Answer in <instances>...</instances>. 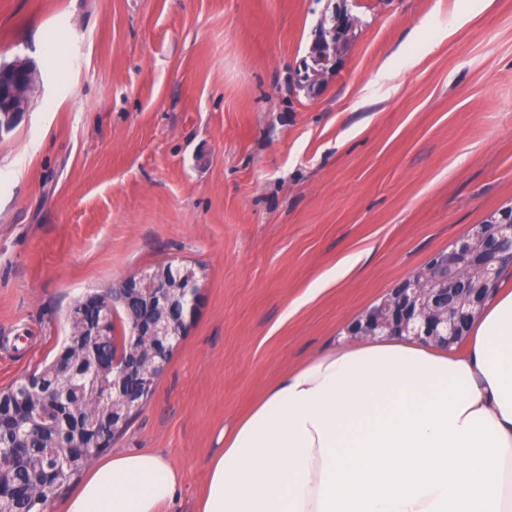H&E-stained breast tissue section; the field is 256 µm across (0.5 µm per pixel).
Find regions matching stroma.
<instances>
[{
    "instance_id": "35a3bbf8",
    "label": "stroma",
    "mask_w": 512,
    "mask_h": 512,
    "mask_svg": "<svg viewBox=\"0 0 512 512\" xmlns=\"http://www.w3.org/2000/svg\"><path fill=\"white\" fill-rule=\"evenodd\" d=\"M340 10L349 41L302 84ZM18 57L40 83L0 135V388L56 355L86 290L202 268L111 446L183 469L171 512L275 379L512 206V0H0Z\"/></svg>"
}]
</instances>
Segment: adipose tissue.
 Returning a JSON list of instances; mask_svg holds the SVG:
<instances>
[{
    "mask_svg": "<svg viewBox=\"0 0 512 512\" xmlns=\"http://www.w3.org/2000/svg\"><path fill=\"white\" fill-rule=\"evenodd\" d=\"M155 451L92 465L65 512H162ZM195 512H512V289L462 345L381 334L320 350L224 432Z\"/></svg>",
    "mask_w": 512,
    "mask_h": 512,
    "instance_id": "obj_1",
    "label": "adipose tissue"
}]
</instances>
